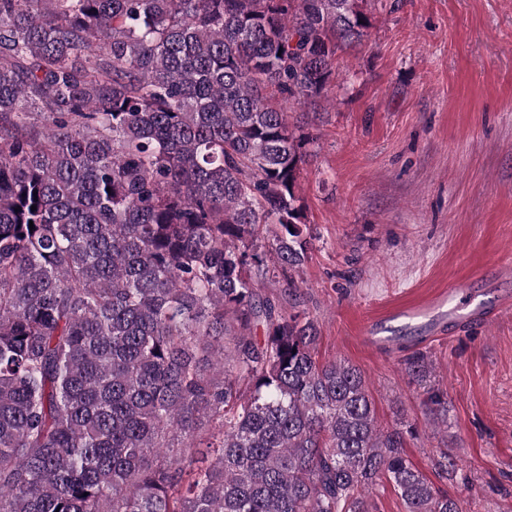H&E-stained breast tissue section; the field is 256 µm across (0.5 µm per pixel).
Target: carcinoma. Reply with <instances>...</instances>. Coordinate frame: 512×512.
<instances>
[{
	"label": "carcinoma",
	"instance_id": "carcinoma-1",
	"mask_svg": "<svg viewBox=\"0 0 512 512\" xmlns=\"http://www.w3.org/2000/svg\"><path fill=\"white\" fill-rule=\"evenodd\" d=\"M365 2L0 0V512H462L285 308ZM371 498L375 505V512H405L401 500L386 482L375 486Z\"/></svg>",
	"mask_w": 512,
	"mask_h": 512
}]
</instances>
